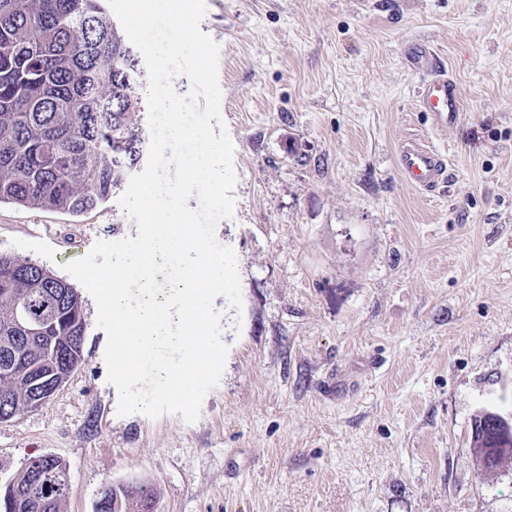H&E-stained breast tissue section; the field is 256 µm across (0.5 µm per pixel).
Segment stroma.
<instances>
[{
    "label": "stroma",
    "instance_id": "stroma-1",
    "mask_svg": "<svg viewBox=\"0 0 512 512\" xmlns=\"http://www.w3.org/2000/svg\"><path fill=\"white\" fill-rule=\"evenodd\" d=\"M208 0L234 144L243 306L195 422L117 413L107 335L84 294V361L0 421V485L55 455L63 512L147 480L155 512H512V464L477 469L472 423L512 415V0ZM429 44L464 121L420 112L409 43ZM438 150L414 189L400 146ZM117 199L73 216L0 204V254L67 278L99 241L137 237ZM398 167L404 179L421 191H433L448 177L446 164L439 152L417 141L400 148Z\"/></svg>",
    "mask_w": 512,
    "mask_h": 512
}]
</instances>
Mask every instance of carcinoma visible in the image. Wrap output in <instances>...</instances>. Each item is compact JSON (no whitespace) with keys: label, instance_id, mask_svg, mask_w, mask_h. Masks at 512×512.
I'll use <instances>...</instances> for the list:
<instances>
[{"label":"carcinoma","instance_id":"1","mask_svg":"<svg viewBox=\"0 0 512 512\" xmlns=\"http://www.w3.org/2000/svg\"><path fill=\"white\" fill-rule=\"evenodd\" d=\"M142 71L137 52L117 26L106 0H0V204L27 210L83 215L106 204L140 167L146 131L142 122ZM27 330L11 326L16 309ZM78 291L44 267L0 255V421L26 412L31 394L26 370L46 374L83 362L86 320ZM28 336H61L67 356ZM503 415L473 419L472 449L478 469L488 438ZM11 482L21 489L13 508L0 495V512H62L69 494L66 463L53 455ZM155 486L143 480L108 485L98 512H148Z\"/></svg>","mask_w":512,"mask_h":512}]
</instances>
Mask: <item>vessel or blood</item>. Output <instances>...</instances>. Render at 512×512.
<instances>
[{
  "mask_svg": "<svg viewBox=\"0 0 512 512\" xmlns=\"http://www.w3.org/2000/svg\"><path fill=\"white\" fill-rule=\"evenodd\" d=\"M405 57L421 75L415 91L418 108L428 113L433 126H458L464 118L460 89L441 69L432 49L425 43L413 42L407 46ZM398 167L410 185L426 192L447 179L446 164L439 152L417 141L400 148Z\"/></svg>",
  "mask_w": 512,
  "mask_h": 512,
  "instance_id": "obj_1",
  "label": "vessel or blood"
}]
</instances>
